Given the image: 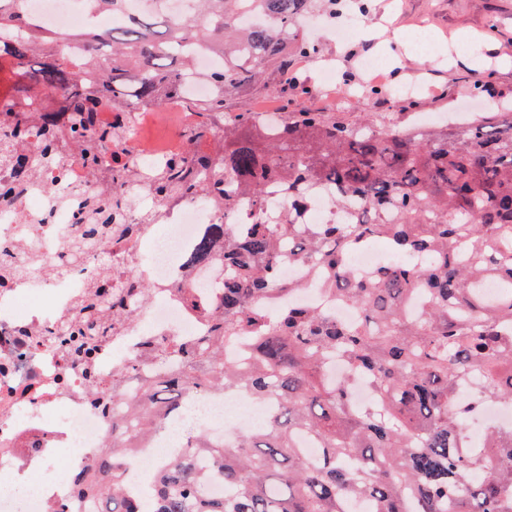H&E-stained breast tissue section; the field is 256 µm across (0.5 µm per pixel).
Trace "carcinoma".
<instances>
[{"label":"carcinoma","mask_w":512,"mask_h":512,"mask_svg":"<svg viewBox=\"0 0 512 512\" xmlns=\"http://www.w3.org/2000/svg\"><path fill=\"white\" fill-rule=\"evenodd\" d=\"M322 0H195L193 18L173 21L140 11L96 30L86 50L97 66L93 88L75 79L69 60L41 49L52 38L34 27L23 0H0V46H6L25 101L33 89L60 94L42 112L37 133L61 151L81 138L89 166L118 138L97 120L94 95H112V108L129 112L139 102H160L182 91L189 76L182 43L224 52V66L208 79L211 98L194 102L199 125L187 131L190 153L149 173L157 195H224L225 224H214L186 256L189 266L210 262L224 249L222 316L210 336L155 350L173 376L143 383L136 405L146 428L183 409V399L222 387L275 404L265 432L245 433L230 446L193 434L186 454L164 464L145 493L122 483L126 424L112 419V452L77 475L74 492L99 499L103 512H346L365 496L371 512H512V432L492 433L490 447L469 446L465 426L487 401L512 404V113L442 127L375 129L338 122L323 112H294L264 135L250 112L224 119V97L260 81L272 68L288 75V38L311 57L318 44L293 33L295 18ZM252 11L267 25L245 29ZM69 114V126L57 113ZM288 197V217L277 224L244 220L239 198L260 209L270 185ZM335 189L336 211L358 209L347 222L311 227L302 202ZM87 220L69 247L75 262L103 238H124L136 227L100 193L86 204ZM376 236L393 261L366 277L349 268L350 256ZM299 263L318 279L285 280L280 266ZM310 286L359 310L346 323L328 311L290 301L270 316L263 299L294 295ZM139 285L104 277L61 334L88 349L104 333L107 311L122 310ZM425 296L411 316L403 304ZM247 343L245 366L219 355L221 345ZM334 357L370 387L361 406L352 386L328 382L324 363ZM477 374L478 397L456 403L458 384ZM304 430L320 454L295 446ZM210 456L201 469L195 457ZM224 480V497L208 484Z\"/></svg>","instance_id":"obj_1"}]
</instances>
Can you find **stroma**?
I'll return each instance as SVG.
<instances>
[{
  "instance_id": "1",
  "label": "stroma",
  "mask_w": 512,
  "mask_h": 512,
  "mask_svg": "<svg viewBox=\"0 0 512 512\" xmlns=\"http://www.w3.org/2000/svg\"><path fill=\"white\" fill-rule=\"evenodd\" d=\"M373 19L388 18L392 27L415 32L429 24L436 43L432 61L405 59L387 71L385 82L371 84L362 67L366 56L377 54L376 43L354 38L343 41L321 31L315 18L294 24L299 36L315 40L320 52L312 58L292 55L287 75L310 82L305 93L287 88L284 77L266 71L261 83L243 88L224 109L225 115L253 111L270 96L283 97L288 112H324L345 123H368L377 128L410 124L423 116L440 123L492 116L493 105L512 102V0H371ZM471 43L482 52L478 66L450 62L453 46ZM331 60L336 79L321 85L318 74ZM488 78L489 91H478L475 80Z\"/></svg>"
}]
</instances>
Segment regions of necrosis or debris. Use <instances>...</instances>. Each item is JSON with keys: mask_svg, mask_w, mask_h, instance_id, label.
<instances>
[{"mask_svg": "<svg viewBox=\"0 0 512 512\" xmlns=\"http://www.w3.org/2000/svg\"><path fill=\"white\" fill-rule=\"evenodd\" d=\"M29 17L59 40L78 76L90 70L79 35L98 16L90 0H25ZM192 78L184 91L162 103L136 106L118 145L100 168L80 160L70 143L57 166L43 165L17 176L0 162V185L15 187L0 202V512H97V501L71 489L73 472L87 470L112 448V417L98 413L80 363L60 339L62 322L79 312L98 278L149 284L148 293L113 319L98 342L93 364L104 385L126 377V369L150 345L190 344L208 335L213 312L223 301L224 260L189 268L184 254L211 225L224 221V205L189 198L158 199L143 183L126 179L118 195L126 223L140 225L129 239L103 240V252L76 265H62L78 236V212L98 193L112 165L143 172L187 156L185 131L194 121L191 102L211 97L204 75L222 67L224 57L193 52ZM199 429L231 443L238 429L256 430L269 418L268 403L215 391L195 398ZM182 441L170 424L136 440L125 450V486L141 490L158 466L180 452Z\"/></svg>", "mask_w": 512, "mask_h": 512, "instance_id": "obj_1", "label": "necrosis or debris"}]
</instances>
